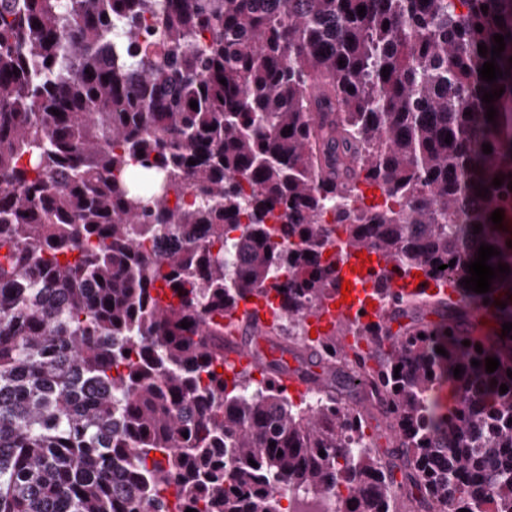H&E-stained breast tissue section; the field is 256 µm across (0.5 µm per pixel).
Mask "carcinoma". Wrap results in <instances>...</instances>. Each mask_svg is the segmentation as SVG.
I'll return each instance as SVG.
<instances>
[{
    "label": "carcinoma",
    "mask_w": 512,
    "mask_h": 512,
    "mask_svg": "<svg viewBox=\"0 0 512 512\" xmlns=\"http://www.w3.org/2000/svg\"><path fill=\"white\" fill-rule=\"evenodd\" d=\"M511 57L512 0H0V512H289L338 487L335 512H512V272L462 283L482 244L512 269ZM362 248L379 296L441 313L346 325L368 369L305 330ZM414 271L440 292L392 291ZM254 297L299 367L229 380L224 320Z\"/></svg>",
    "instance_id": "cac0c4a2"
}]
</instances>
